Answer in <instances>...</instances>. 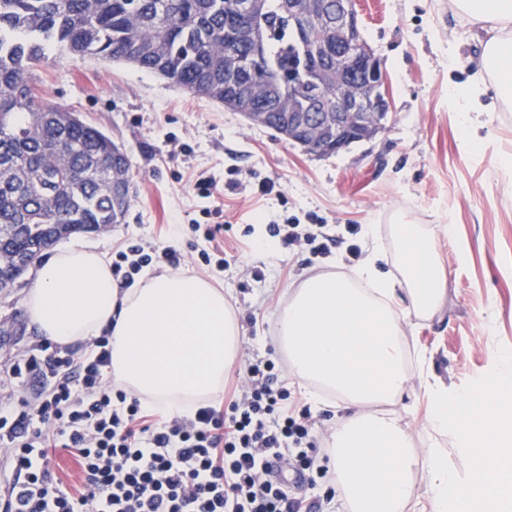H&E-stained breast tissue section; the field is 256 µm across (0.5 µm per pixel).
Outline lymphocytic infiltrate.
<instances>
[{
  "instance_id": "lymphocytic-infiltrate-1",
  "label": "lymphocytic infiltrate",
  "mask_w": 512,
  "mask_h": 512,
  "mask_svg": "<svg viewBox=\"0 0 512 512\" xmlns=\"http://www.w3.org/2000/svg\"><path fill=\"white\" fill-rule=\"evenodd\" d=\"M153 262L175 269L181 259L137 242L116 252L112 276L130 287ZM111 340L106 329L82 351L39 340L0 357V372L15 386L40 385L29 400L0 396V447L11 470L0 512H319L267 468L274 456L321 480L329 472L309 412L289 413L291 392L272 362H250L223 406L157 419L112 383ZM53 448L77 458L80 488L58 478Z\"/></svg>"
}]
</instances>
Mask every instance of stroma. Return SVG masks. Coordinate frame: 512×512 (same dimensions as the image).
<instances>
[{
  "instance_id": "1",
  "label": "stroma",
  "mask_w": 512,
  "mask_h": 512,
  "mask_svg": "<svg viewBox=\"0 0 512 512\" xmlns=\"http://www.w3.org/2000/svg\"><path fill=\"white\" fill-rule=\"evenodd\" d=\"M356 8L387 72L391 108L383 133L333 155L309 153L241 113L125 63L52 52L38 75L50 102L77 112L130 157L134 193L125 222L81 233V241L109 255L131 242L173 248L183 271L223 290L242 326L228 380L254 358L270 360L283 366L293 397L309 406L313 385L294 376L279 345V312L308 278L346 273L358 262L343 244L324 256L306 247L266 255L269 225L319 222L340 237L346 225H359L354 243L379 246L384 270L396 278L398 217L433 233L447 291L430 316L405 323L409 385L401 398L375 409L394 414L416 453L438 448L463 475L470 461L457 452L454 435L429 424V385L437 378L471 387L496 353L512 351V163L504 161L512 156V111L487 84L491 121L472 128L481 150L464 153L448 93L481 73L489 32L471 26L453 0H356ZM201 178L215 181L214 199L197 195ZM263 181L274 182L271 193L259 192ZM212 204L219 214L205 215ZM209 223L224 227L218 274L198 257L213 243L188 231ZM257 269L264 274L259 282L252 277ZM37 276L30 270L16 288L0 292V352L19 353L39 337L25 306Z\"/></svg>"
}]
</instances>
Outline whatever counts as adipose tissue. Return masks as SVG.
Here are the masks:
<instances>
[{
    "label": "adipose tissue",
    "instance_id": "ef3b65f1",
    "mask_svg": "<svg viewBox=\"0 0 512 512\" xmlns=\"http://www.w3.org/2000/svg\"><path fill=\"white\" fill-rule=\"evenodd\" d=\"M478 29L492 32L483 67L512 91V0H455ZM399 260L412 311L393 300L400 281L382 269L379 249L346 275H319L294 289L283 309L280 334L295 375L317 382L351 407L330 439L336 497L346 512H512V354H498L488 376L470 389L430 383V422L452 430L471 466L467 476L448 467L435 449L415 455L411 435L396 418L369 411V403L400 397L409 381L403 367L402 325L426 316L446 291L433 236L400 227ZM25 305L40 335L67 346L112 331L111 375L169 415H189L218 392L236 363L240 325L223 291L191 274L153 276L119 290L111 263L87 244L67 245L43 264ZM429 476L425 494L412 480Z\"/></svg>",
    "mask_w": 512,
    "mask_h": 512
}]
</instances>
